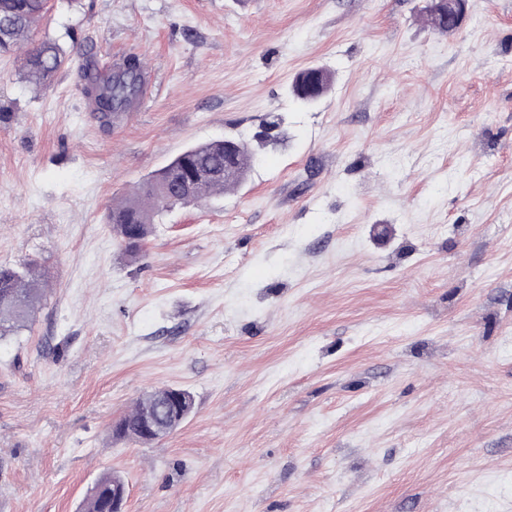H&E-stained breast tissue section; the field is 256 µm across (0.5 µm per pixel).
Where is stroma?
<instances>
[{
  "mask_svg": "<svg viewBox=\"0 0 512 512\" xmlns=\"http://www.w3.org/2000/svg\"><path fill=\"white\" fill-rule=\"evenodd\" d=\"M428 4L50 0L51 82L0 57V264L45 294L0 341V512L106 472L126 512H512V0ZM129 55L152 91L102 127L78 70ZM226 137L242 182L130 257L113 202ZM163 386L190 417L114 439ZM324 70V69H323ZM314 71L317 76L311 78V72ZM332 82V75L324 70L309 69L302 73L299 78L296 77L293 84L294 96L305 103L316 98H320L330 87ZM174 387H161L141 397L133 406L119 418L113 431V437L120 440H129L141 444H150L154 441L150 436H145L138 430L140 419L145 410L156 408L169 400Z\"/></svg>",
  "mask_w": 512,
  "mask_h": 512,
  "instance_id": "obj_1",
  "label": "stroma"
}]
</instances>
